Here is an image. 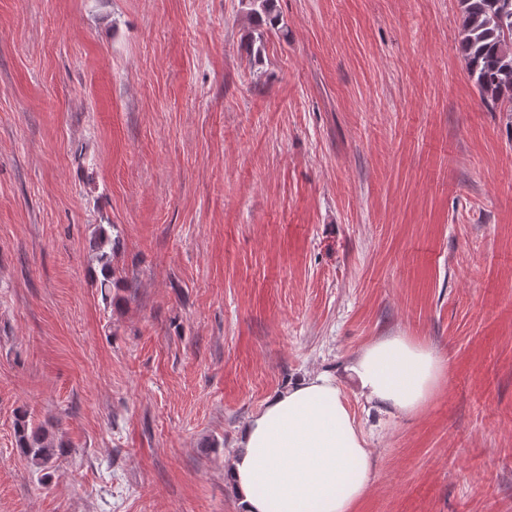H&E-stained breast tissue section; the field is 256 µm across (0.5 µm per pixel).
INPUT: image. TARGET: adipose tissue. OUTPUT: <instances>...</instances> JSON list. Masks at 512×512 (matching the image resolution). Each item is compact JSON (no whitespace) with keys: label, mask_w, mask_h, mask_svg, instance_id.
Returning <instances> with one entry per match:
<instances>
[{"label":"adipose tissue","mask_w":512,"mask_h":512,"mask_svg":"<svg viewBox=\"0 0 512 512\" xmlns=\"http://www.w3.org/2000/svg\"><path fill=\"white\" fill-rule=\"evenodd\" d=\"M365 401L407 415L434 394L444 365L429 347L386 336L346 365ZM374 461L335 378L292 381L243 424L228 470L243 512H353Z\"/></svg>","instance_id":"adipose-tissue-1"}]
</instances>
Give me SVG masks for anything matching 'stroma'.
Returning a JSON list of instances; mask_svg holds the SVG:
<instances>
[{
	"label": "stroma",
	"mask_w": 512,
	"mask_h": 512,
	"mask_svg": "<svg viewBox=\"0 0 512 512\" xmlns=\"http://www.w3.org/2000/svg\"><path fill=\"white\" fill-rule=\"evenodd\" d=\"M277 8L257 67L241 0H0V512H241L240 428L311 371L373 456L358 512H512V112L458 0ZM395 335L444 362L401 416L344 370ZM119 239H112L106 231H99L93 243V251H95V260L103 277L101 280V288H112V281L115 274L112 266V258L115 250L118 249ZM15 445L33 467L47 478L55 469L57 459L62 455L53 436L42 425L35 426L26 412L17 415L14 425Z\"/></svg>",
	"instance_id": "stroma-1"
}]
</instances>
